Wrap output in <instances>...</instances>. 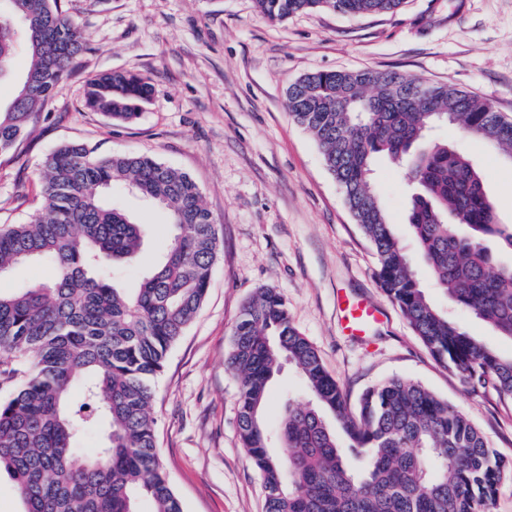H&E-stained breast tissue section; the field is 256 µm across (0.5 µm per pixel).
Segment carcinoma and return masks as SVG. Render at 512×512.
<instances>
[{
  "instance_id": "cac0c4a2",
  "label": "carcinoma",
  "mask_w": 512,
  "mask_h": 512,
  "mask_svg": "<svg viewBox=\"0 0 512 512\" xmlns=\"http://www.w3.org/2000/svg\"><path fill=\"white\" fill-rule=\"evenodd\" d=\"M403 0H257L271 20L327 9L345 15L390 13ZM31 65L0 105V153L28 133L87 49L82 28L60 0H0V76L19 44ZM148 79L126 71L87 80L85 107L119 124L137 119L152 97ZM289 114L318 143L330 174L378 261L377 278L432 356L473 389L512 399V357L470 336L466 314L512 339V264L488 242L512 249V224L498 221L480 170L434 141L457 126L512 158V121L450 82L396 72L319 71L286 91ZM383 156L407 166L417 186L408 224L435 288L453 313L427 298L412 261L370 188ZM43 206L33 219L0 229V276L37 260L55 276L0 292V358L21 378L0 401V469L15 481L24 512H183L156 453L152 378L200 310L222 243L201 191L186 173L146 154L101 156L84 143L58 147L40 175ZM128 186L167 216L169 236L152 270L129 291L115 267L137 261L150 225L106 199ZM293 366L311 400H290L275 434L264 421L270 382ZM240 382L241 441L262 477L265 512H490L512 461L455 405L422 384L393 377L368 389L356 411L313 344L292 325L276 292L243 307L226 360ZM82 386V399L69 395ZM341 420L344 446L328 422ZM97 432L91 454L76 447ZM276 437L282 453L272 450Z\"/></svg>"
}]
</instances>
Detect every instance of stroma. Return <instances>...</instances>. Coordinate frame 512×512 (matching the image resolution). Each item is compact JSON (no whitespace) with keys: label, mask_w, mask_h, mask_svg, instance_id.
<instances>
[{"label":"stroma","mask_w":512,"mask_h":512,"mask_svg":"<svg viewBox=\"0 0 512 512\" xmlns=\"http://www.w3.org/2000/svg\"><path fill=\"white\" fill-rule=\"evenodd\" d=\"M62 8L88 48L28 134L0 154V225L38 212L41 164L71 142L153 156L199 186L223 253L201 309L155 378L152 406L157 453L183 512H263L262 478L238 431L240 384L225 359L242 307L265 288L284 297L350 408L384 379H412L462 410L512 460V400L469 389L420 342L379 287L371 244L286 104L288 85L310 72L393 71L453 83L512 119V0H404L392 14L320 10L281 21L256 0H62ZM111 70L153 86L134 123L113 125L84 106L87 79ZM439 135L480 168L501 222L512 224V159L456 130ZM372 186L414 250L403 171L378 159ZM112 197L153 226L138 262L117 270L134 288L158 256L167 219L131 189ZM341 294L378 308L382 322L359 338L345 334ZM306 396L300 377L282 368L270 386L268 428L288 399Z\"/></svg>","instance_id":"35a3bbf8"}]
</instances>
